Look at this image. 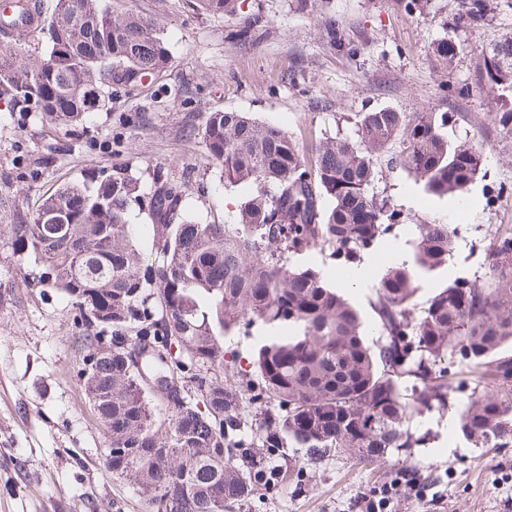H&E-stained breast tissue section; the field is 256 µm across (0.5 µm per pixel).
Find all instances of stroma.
<instances>
[{"mask_svg":"<svg viewBox=\"0 0 512 512\" xmlns=\"http://www.w3.org/2000/svg\"><path fill=\"white\" fill-rule=\"evenodd\" d=\"M408 0H238L232 15L200 10L197 0H112L115 11L153 18L170 51V67L136 89L110 88L108 104L88 122L53 120L31 101L0 89V512H145L132 486L113 475L109 439L86 402L78 377L87 353L71 298L41 283L34 258H20L10 228L30 223L38 199L59 185L90 183L122 168L144 188L164 179L185 194V213L201 224L235 227L251 186L225 182L200 135L206 113L240 112L288 133L303 149L327 138L355 139L367 112L448 113L449 140L483 149L477 180L464 197H437L421 181L376 162L369 192L387 200L394 228L363 256L374 276L348 283L329 248L291 257L343 287L369 326L378 277L397 258L411 259L421 224L457 225L444 268L421 274L410 308L456 278L484 277L494 233L512 232V133L474 83V66L490 44L512 34V0H501L482 29L453 23L452 0L426 10ZM261 16L257 39L230 35ZM335 20L341 46L325 37ZM454 36L459 52L437 71L431 48ZM445 408H417L403 423L418 438L386 462L368 465L325 455L303 482L285 479L256 497L248 512H353L362 494L401 484L394 512H512V444L482 448L458 430L472 378ZM418 471L437 482L420 501L403 486Z\"/></svg>","mask_w":512,"mask_h":512,"instance_id":"obj_1","label":"stroma"}]
</instances>
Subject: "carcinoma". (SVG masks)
<instances>
[{
  "label": "carcinoma",
  "instance_id": "cac0c4a2",
  "mask_svg": "<svg viewBox=\"0 0 512 512\" xmlns=\"http://www.w3.org/2000/svg\"><path fill=\"white\" fill-rule=\"evenodd\" d=\"M206 12L233 14L237 0H198ZM497 0H455L456 26L480 29ZM262 20L237 31L255 38ZM46 52L17 64L0 56V86L51 116L80 122L105 103L104 89L142 84L170 66L157 23L112 10L111 0H54ZM455 39L433 45L435 65L450 67ZM474 82L512 133V35L485 51ZM448 113L380 109L363 115L354 141L326 138L311 156L282 129L238 112L204 116L201 136L224 181L255 186L237 227L199 224L185 216L184 196L167 181L145 192L117 168L94 186L64 183L43 198L31 223L12 238L42 260L49 286L64 291L82 323L112 333V356L83 381L95 394L97 419L112 444V473L129 481L146 512L242 509L275 486L281 469L266 460L283 439L312 458L328 452L365 463L409 448L403 422L420 405L450 403L452 362L475 374L459 429L484 448L512 443V233L490 245L484 280H454L418 317L409 303L421 272L448 264L446 224H420L413 261L390 266L374 307L381 344L369 345L358 309L312 268L288 257L327 246L344 265L361 261L392 225L386 204L370 196L377 158L392 162L438 197L462 196L483 166L471 142H450ZM273 183L277 192L264 187ZM147 201L151 249L129 216ZM63 230L43 240L49 221ZM112 295V318L89 316L85 294ZM287 330L265 338L238 380L224 376V337L245 320ZM176 353H171V347ZM178 380L164 402L143 374ZM259 415L241 433L239 410Z\"/></svg>",
  "mask_w": 512,
  "mask_h": 512
}]
</instances>
